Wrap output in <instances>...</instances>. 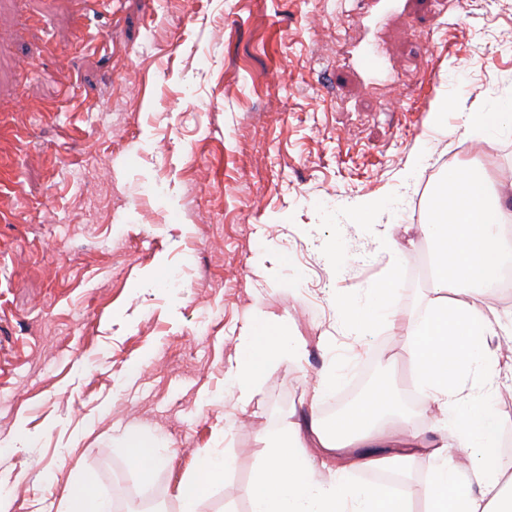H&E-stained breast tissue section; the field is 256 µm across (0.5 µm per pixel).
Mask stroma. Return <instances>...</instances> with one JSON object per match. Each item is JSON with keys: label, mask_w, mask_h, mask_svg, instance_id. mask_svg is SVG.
<instances>
[{"label": "stroma", "mask_w": 512, "mask_h": 512, "mask_svg": "<svg viewBox=\"0 0 512 512\" xmlns=\"http://www.w3.org/2000/svg\"><path fill=\"white\" fill-rule=\"evenodd\" d=\"M83 34L102 51L75 53ZM510 96L512 0H0V500L56 512L79 468L108 499L158 487L155 512H179L181 478L225 455L198 512H249L263 441L325 418L313 393L335 364L343 398L391 364L388 434L430 429L404 339L431 297L415 227L448 162L483 148L512 181V133L463 118ZM353 197L381 201L375 223ZM392 239L401 316L349 335L336 301L369 300ZM258 312L306 354L243 407L228 369ZM489 349L512 435V340ZM132 433L164 450L146 481ZM353 219L357 224L375 223L380 202L373 199L354 198L349 202Z\"/></svg>", "instance_id": "1"}]
</instances>
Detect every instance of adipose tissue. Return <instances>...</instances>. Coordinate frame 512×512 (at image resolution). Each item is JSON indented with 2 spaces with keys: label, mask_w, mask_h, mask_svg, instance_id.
I'll return each instance as SVG.
<instances>
[{
  "label": "adipose tissue",
  "mask_w": 512,
  "mask_h": 512,
  "mask_svg": "<svg viewBox=\"0 0 512 512\" xmlns=\"http://www.w3.org/2000/svg\"><path fill=\"white\" fill-rule=\"evenodd\" d=\"M493 166L489 155L449 163L419 226L431 244L434 275L425 316L407 326V360L414 385L452 427L453 445L437 444L427 433L414 431L398 441L393 455L375 456L372 433L385 426L394 409L392 383L382 375L333 420L309 418L265 442L263 464L249 487L250 512H408L412 487L393 495L378 485L355 486L344 468L332 481L321 480L303 451L308 435L331 456L356 449L357 467L401 472L416 456H426L433 462L427 512H512V456L501 450L500 419L480 388L467 383L473 371L484 384L494 382L498 360L489 354L487 340L502 325L486 307L484 295L512 279V204L495 191ZM404 261V247L392 243L386 279L370 300L361 305L338 301L351 333L358 336L380 320L396 318L391 293ZM255 319L240 338L231 368L238 400L245 406L268 371L304 354L303 345L281 323L261 313ZM94 484L91 474L79 473L60 502V512H111Z\"/></svg>",
  "instance_id": "obj_1"
}]
</instances>
